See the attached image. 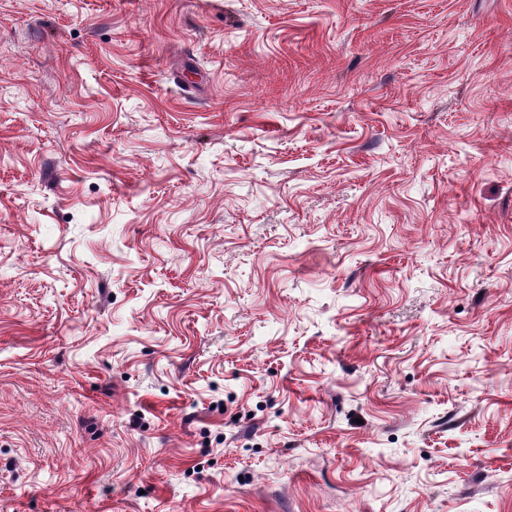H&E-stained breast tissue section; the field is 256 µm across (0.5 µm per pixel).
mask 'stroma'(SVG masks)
Masks as SVG:
<instances>
[{"mask_svg": "<svg viewBox=\"0 0 512 512\" xmlns=\"http://www.w3.org/2000/svg\"><path fill=\"white\" fill-rule=\"evenodd\" d=\"M0 512H512V0H0Z\"/></svg>", "mask_w": 512, "mask_h": 512, "instance_id": "1", "label": "stroma"}]
</instances>
